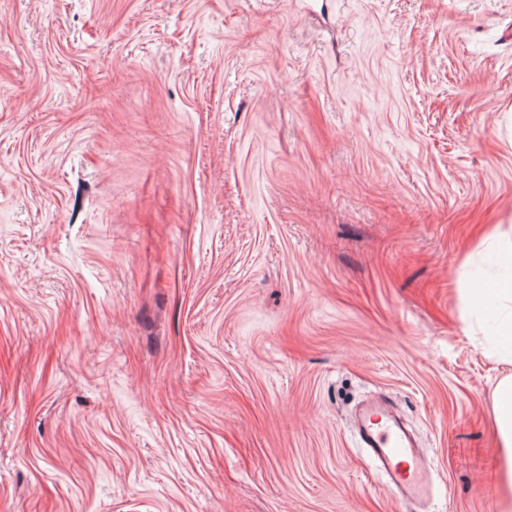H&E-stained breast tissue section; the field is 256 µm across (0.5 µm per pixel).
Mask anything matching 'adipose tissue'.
I'll list each match as a JSON object with an SVG mask.
<instances>
[{
    "label": "adipose tissue",
    "mask_w": 512,
    "mask_h": 512,
    "mask_svg": "<svg viewBox=\"0 0 512 512\" xmlns=\"http://www.w3.org/2000/svg\"><path fill=\"white\" fill-rule=\"evenodd\" d=\"M493 277H475L463 290L467 308L489 315L491 351L512 364V245L492 254ZM493 429L499 449L497 512H512V373L504 375L492 394Z\"/></svg>",
    "instance_id": "obj_1"
}]
</instances>
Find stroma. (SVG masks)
<instances>
[{
  "instance_id": "obj_1",
  "label": "stroma",
  "mask_w": 512,
  "mask_h": 512,
  "mask_svg": "<svg viewBox=\"0 0 512 512\" xmlns=\"http://www.w3.org/2000/svg\"><path fill=\"white\" fill-rule=\"evenodd\" d=\"M511 237L512 0H0V512H495ZM491 259L496 273L491 278L469 280L462 288L463 301L467 308L492 318L490 349L500 360L512 364V239L510 246L493 253ZM357 428L363 446L401 499L420 498L429 492L426 463L410 435L387 408L379 402L368 405L359 416Z\"/></svg>"
}]
</instances>
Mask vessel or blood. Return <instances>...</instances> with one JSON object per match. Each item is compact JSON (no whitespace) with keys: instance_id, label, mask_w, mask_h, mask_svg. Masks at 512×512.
<instances>
[{"instance_id":"obj_1","label":"vessel or blood","mask_w":512,"mask_h":512,"mask_svg":"<svg viewBox=\"0 0 512 512\" xmlns=\"http://www.w3.org/2000/svg\"><path fill=\"white\" fill-rule=\"evenodd\" d=\"M361 442L400 498L425 496L430 474L404 427L381 403L368 405L358 419Z\"/></svg>"}]
</instances>
